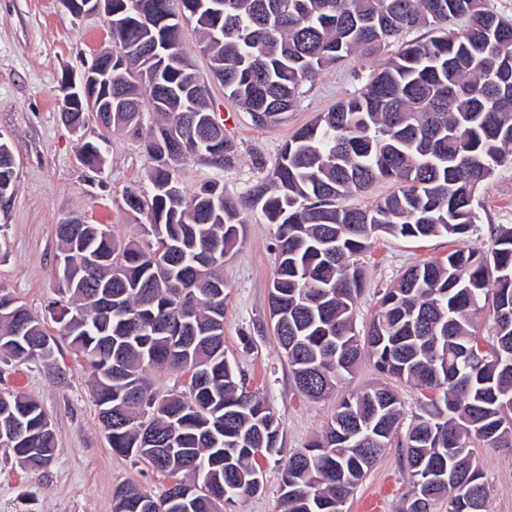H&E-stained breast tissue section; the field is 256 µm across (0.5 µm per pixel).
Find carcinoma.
Listing matches in <instances>:
<instances>
[{
  "instance_id": "carcinoma-1",
  "label": "carcinoma",
  "mask_w": 512,
  "mask_h": 512,
  "mask_svg": "<svg viewBox=\"0 0 512 512\" xmlns=\"http://www.w3.org/2000/svg\"><path fill=\"white\" fill-rule=\"evenodd\" d=\"M184 21L204 30L212 77L258 124L291 111L305 83L346 57L369 56L413 29L435 36L400 42L362 92L299 127L270 183L245 203L215 183L190 197L180 186L177 173L192 158L232 162L180 48ZM112 41L127 63L112 65V119L100 118L81 162L99 169L108 133L139 125L144 105L165 117L145 142L149 191L122 196L121 208L144 218L141 238L120 241L79 217L56 225L64 265L56 338L0 292L3 313L26 317L0 320V362L50 367L64 341L93 370L110 448L171 479L158 495L116 487L112 512H174L168 501L184 494L181 512H224L254 494L261 460L281 452L282 419L246 390L224 351V256L247 203L276 225L270 319L300 393L328 394L369 349L380 372L424 391L403 443L411 483L435 465L452 476L426 497L409 494L402 512H431L441 498L448 512H488L473 443L512 445V226L495 227L485 252L463 247L409 268L362 339L353 305L362 288L356 256L375 234L466 237L476 191L512 161V21L485 0H224L222 12L210 0H112ZM67 98L62 121L84 128L88 113ZM379 181L398 189L372 209L342 204ZM14 187V160L1 155V212ZM488 304L486 337L473 316ZM480 344L483 359L466 357ZM149 368L185 372L188 393L155 399ZM401 414L388 385L343 399L321 437L284 464L279 512H346ZM0 449L25 470L51 462L56 433L39 401L0 392Z\"/></svg>"
}]
</instances>
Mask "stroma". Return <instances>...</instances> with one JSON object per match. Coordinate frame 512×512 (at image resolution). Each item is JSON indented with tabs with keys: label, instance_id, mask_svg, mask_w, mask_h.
<instances>
[{
	"label": "stroma",
	"instance_id": "obj_1",
	"mask_svg": "<svg viewBox=\"0 0 512 512\" xmlns=\"http://www.w3.org/2000/svg\"><path fill=\"white\" fill-rule=\"evenodd\" d=\"M196 23L186 24L181 48L197 74L206 78L216 119L234 148L231 167L220 169L199 160L179 172L186 194L216 182L227 194L245 197L268 182L282 146L299 127L358 91L383 62L350 58L306 84L297 105L281 121L256 124L250 113L229 100L210 78L209 60L199 47ZM110 20L102 13L74 16L61 0H0V134L15 160L16 190L0 213V289L16 297L50 332L58 326L48 306L58 296L56 275L60 242L57 224L78 216L90 224L110 225L122 239H136L140 226L121 209L129 190L146 188L148 158L144 142L156 116L144 111L139 128L110 133L101 173L80 161L83 138H94L89 122L79 135L60 118L63 75L80 70L83 61L111 48ZM476 224L463 241L445 237L425 241L387 234L375 236L358 258L364 287L354 308L356 331L366 334L383 292L410 266L447 256L466 246L487 249L493 226L512 225V164L499 167L475 195ZM276 227L260 208L243 211L238 241L224 259V350L284 423L282 450L263 460V488L227 507L226 512H278L280 470L289 455L320 435L341 397L379 384L370 353H362L354 371L334 395L321 400L296 388L288 359L269 320V294L275 272ZM87 363L62 348L54 368L35 360L0 363V391L37 399L49 414L58 438L50 466L38 472L21 469L0 452V512H112V492L133 483L156 493L167 479L145 463L116 454L102 430ZM398 428L390 445L346 503L347 512H400L410 487L409 469ZM475 455L493 487L490 512H512V447L476 446Z\"/></svg>",
	"mask_w": 512,
	"mask_h": 512
}]
</instances>
